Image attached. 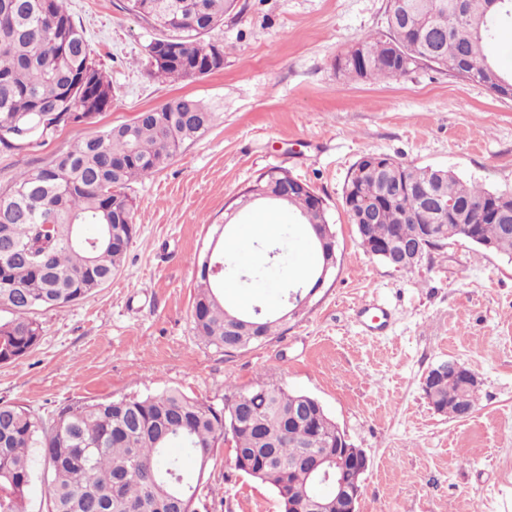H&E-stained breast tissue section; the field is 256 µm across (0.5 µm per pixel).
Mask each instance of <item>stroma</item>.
<instances>
[{"label":"stroma","instance_id":"stroma-1","mask_svg":"<svg viewBox=\"0 0 512 512\" xmlns=\"http://www.w3.org/2000/svg\"><path fill=\"white\" fill-rule=\"evenodd\" d=\"M67 5L112 84V106L44 144L0 151V189L179 96L221 119L132 183L136 234L121 271L76 304L38 312L39 344L0 364V403L48 417L76 401L177 389L220 407L227 386L271 378L317 398L366 453L360 512H512V259L459 240L399 272L359 246L342 207L348 173L367 152L512 190V98L430 66L380 82L338 73L337 55L383 28L385 0H237L207 36L224 50L223 69L165 83L147 71L158 32L126 0ZM272 167L325 200L336 267L280 335L227 356L199 340L192 319L199 269L224 220L243 240L254 224L278 227L274 258L225 269L238 306L279 310L307 255L294 214L234 208ZM369 303L392 311L385 331L367 334L357 318ZM446 360L480 379L467 418L436 413L423 395V377ZM197 496L199 512H282L274 490L236 471L224 446Z\"/></svg>","mask_w":512,"mask_h":512}]
</instances>
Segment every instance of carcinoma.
I'll list each match as a JSON object with an SVG mask.
<instances>
[{
	"instance_id": "obj_1",
	"label": "carcinoma",
	"mask_w": 512,
	"mask_h": 512,
	"mask_svg": "<svg viewBox=\"0 0 512 512\" xmlns=\"http://www.w3.org/2000/svg\"><path fill=\"white\" fill-rule=\"evenodd\" d=\"M235 0H127L129 13L150 20L162 37L147 47L149 76L163 81L204 77L224 67V52L201 39L224 22ZM512 24V0H386L384 29L360 38L336 57V70L359 80L398 79L421 65L493 88L512 86L495 44ZM174 47L168 64L156 65L158 49ZM112 87L91 58L82 27L67 0H0V149L42 144L59 129L86 123L109 108ZM219 115L201 100L176 97L145 110L130 123L98 132L46 166L27 168L0 191V363L28 355L39 343V311L75 304L110 283L120 271L136 231L131 183L164 170L180 149L202 137ZM433 186L455 204L457 219L418 196L385 201L397 180ZM288 173L270 169L242 193H277ZM313 240L316 263L299 274L291 307L308 303L324 262L320 236L328 223L324 200L306 184L283 201ZM342 204L356 221L373 214L371 240L379 248L409 242L430 228L440 240L492 244L512 258V191L488 190L447 169L420 167L366 153L345 181ZM97 227L94 236L84 226ZM203 260L193 306L196 336L231 355L278 334L279 317L245 314L219 291L222 275ZM479 386L435 387L437 408L459 418L458 404L475 408ZM230 437L233 465L259 464L255 479L283 496L288 482L313 486L303 469L288 464L307 448L336 447V424L314 397L274 380L249 390L227 387L224 406L178 390L100 401H78L45 420L29 408L0 403V512H26L30 486L46 485V512H195L198 485L218 444Z\"/></svg>"
}]
</instances>
